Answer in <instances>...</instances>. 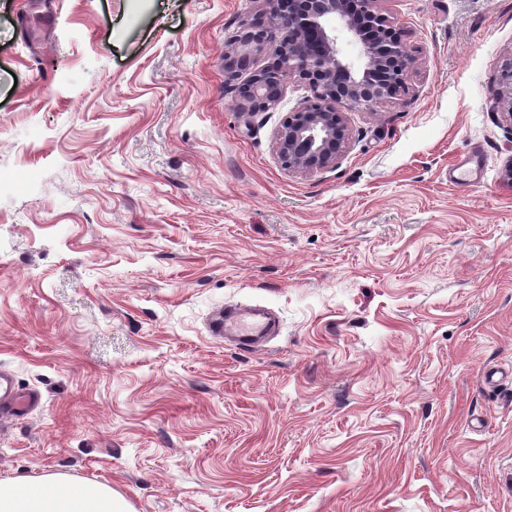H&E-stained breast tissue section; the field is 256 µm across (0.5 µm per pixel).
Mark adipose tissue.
<instances>
[{
  "mask_svg": "<svg viewBox=\"0 0 512 512\" xmlns=\"http://www.w3.org/2000/svg\"><path fill=\"white\" fill-rule=\"evenodd\" d=\"M68 476L56 473L46 478L18 477L0 481V512H127V505L102 483L69 486ZM59 485L57 493L45 490L46 483Z\"/></svg>",
  "mask_w": 512,
  "mask_h": 512,
  "instance_id": "ef3b65f1",
  "label": "adipose tissue"
}]
</instances>
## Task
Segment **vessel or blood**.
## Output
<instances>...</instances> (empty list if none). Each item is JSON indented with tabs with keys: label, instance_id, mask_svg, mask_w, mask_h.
<instances>
[{
	"label": "vessel or blood",
	"instance_id": "b4317fda",
	"mask_svg": "<svg viewBox=\"0 0 512 512\" xmlns=\"http://www.w3.org/2000/svg\"><path fill=\"white\" fill-rule=\"evenodd\" d=\"M273 327L267 309L258 304H239L219 309L209 324L214 338L231 337L244 348L266 340ZM39 401L38 393L19 390L12 372L0 369V421L29 414Z\"/></svg>",
	"mask_w": 512,
	"mask_h": 512
}]
</instances>
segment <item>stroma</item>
Segmentation results:
<instances>
[{"label": "stroma", "mask_w": 512, "mask_h": 512, "mask_svg": "<svg viewBox=\"0 0 512 512\" xmlns=\"http://www.w3.org/2000/svg\"><path fill=\"white\" fill-rule=\"evenodd\" d=\"M410 96L285 168L312 93L237 110L257 0H0V367L41 403L0 481L65 472L134 512H512V0H384ZM482 167L457 180V159ZM273 307L259 352L213 340ZM493 101L502 120L512 128V60L507 61L493 89ZM274 327L265 307L237 304L217 310L211 318L209 331L214 338L232 337L240 343L239 347L248 348L271 336Z\"/></svg>", "instance_id": "1"}]
</instances>
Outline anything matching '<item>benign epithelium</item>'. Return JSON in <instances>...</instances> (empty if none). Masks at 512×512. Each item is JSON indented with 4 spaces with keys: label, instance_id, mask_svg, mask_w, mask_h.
<instances>
[{
    "label": "benign epithelium",
    "instance_id": "benign-epithelium-1",
    "mask_svg": "<svg viewBox=\"0 0 512 512\" xmlns=\"http://www.w3.org/2000/svg\"><path fill=\"white\" fill-rule=\"evenodd\" d=\"M260 10L241 24L234 47L224 55V70H249L236 87L239 111L266 112L288 85H308L312 100L299 106L276 135V150L289 169L314 173L336 166L346 153L350 131L345 108L374 109L410 93L408 78L415 58L407 39L382 9V0H258ZM336 23L359 47L360 62L344 56ZM266 51L271 61L249 68L254 54ZM502 120L512 127V60L493 89Z\"/></svg>",
    "mask_w": 512,
    "mask_h": 512
}]
</instances>
